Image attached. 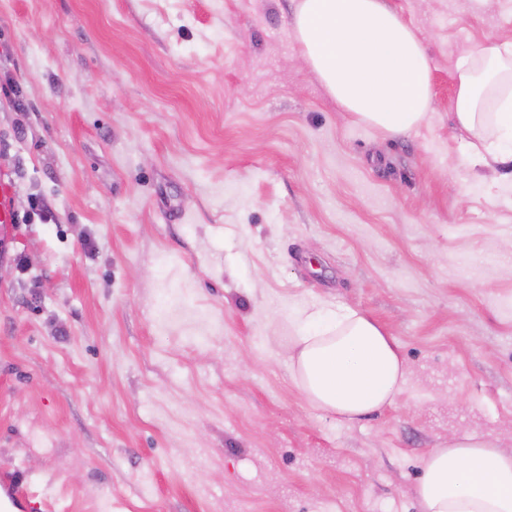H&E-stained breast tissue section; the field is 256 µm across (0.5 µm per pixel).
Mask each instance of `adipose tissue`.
<instances>
[{
  "label": "adipose tissue",
  "mask_w": 512,
  "mask_h": 512,
  "mask_svg": "<svg viewBox=\"0 0 512 512\" xmlns=\"http://www.w3.org/2000/svg\"><path fill=\"white\" fill-rule=\"evenodd\" d=\"M293 30L305 63L357 121L389 137L425 121L429 59L416 30L384 0H299ZM453 117L468 135L470 164L489 155L512 161V43L488 42L459 60ZM296 323L292 376L312 406L354 421L394 403L402 360L374 321L343 306H313ZM417 495L422 512H512V454L462 432L429 454Z\"/></svg>",
  "instance_id": "1"
}]
</instances>
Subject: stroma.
Returning <instances> with one entry per match:
<instances>
[{"instance_id":"stroma-1","label":"stroma","mask_w":512,"mask_h":512,"mask_svg":"<svg viewBox=\"0 0 512 512\" xmlns=\"http://www.w3.org/2000/svg\"><path fill=\"white\" fill-rule=\"evenodd\" d=\"M297 2L0 0V474L32 512H421L454 434L512 453V164L451 119L512 0H386L432 69L397 138L303 62ZM336 304L405 371L354 422L290 373ZM17 193L15 180L5 174L0 176V227L16 224L17 216L14 209V197Z\"/></svg>"}]
</instances>
